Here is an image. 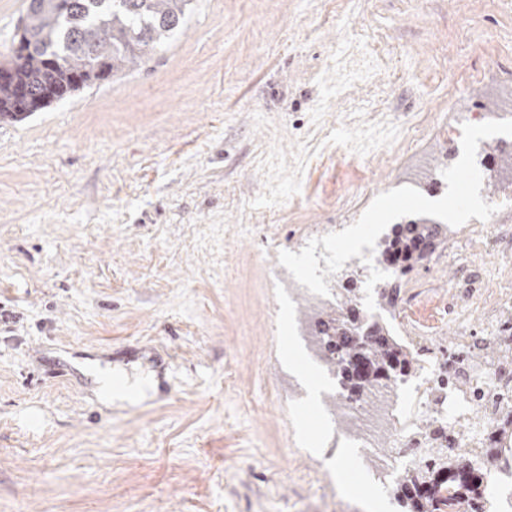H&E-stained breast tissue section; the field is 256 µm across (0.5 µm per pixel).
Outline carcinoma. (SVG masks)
<instances>
[{"label":"carcinoma","instance_id":"carcinoma-1","mask_svg":"<svg viewBox=\"0 0 512 512\" xmlns=\"http://www.w3.org/2000/svg\"><path fill=\"white\" fill-rule=\"evenodd\" d=\"M192 0H29L20 51H9L7 63L14 80L0 83V119L30 116L18 89L32 95L45 85L65 100L80 89L134 69L156 48L169 41L184 24ZM448 240V229L425 221L394 225L392 235L379 244L376 260L400 258L393 271L400 278L433 255ZM353 289L346 301L329 312L315 314L311 334L317 337L322 360L349 396L363 397L399 377L416 372L412 356L389 327L353 305ZM430 465L401 476L397 498L410 512H478L484 488L469 448H432ZM453 492L446 493V484Z\"/></svg>","mask_w":512,"mask_h":512}]
</instances>
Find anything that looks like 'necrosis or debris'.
I'll use <instances>...</instances> for the list:
<instances>
[{"instance_id":"1","label":"necrosis or debris","mask_w":512,"mask_h":512,"mask_svg":"<svg viewBox=\"0 0 512 512\" xmlns=\"http://www.w3.org/2000/svg\"><path fill=\"white\" fill-rule=\"evenodd\" d=\"M456 325L457 336L445 345L430 341L421 330L412 332L409 352L422 370L401 385L380 387L358 400L337 392L342 421L336 426L335 444L370 448L374 432L382 430L389 436L385 460L373 472L375 481L383 483L403 471L425 467L433 445L474 449L494 445L502 412L512 407V369L481 361L480 352L490 342L512 353V325L490 317L476 329L461 316ZM443 367L449 372L448 387L435 400L431 389ZM418 413L428 419V431L416 429Z\"/></svg>"}]
</instances>
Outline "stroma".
I'll return each instance as SVG.
<instances>
[{
  "instance_id": "35a3bbf8",
  "label": "stroma",
  "mask_w": 512,
  "mask_h": 512,
  "mask_svg": "<svg viewBox=\"0 0 512 512\" xmlns=\"http://www.w3.org/2000/svg\"><path fill=\"white\" fill-rule=\"evenodd\" d=\"M477 113L512 119V0H194L138 68L0 121V512H307L336 485L337 381L301 309L336 298L278 253L382 192L441 198ZM490 142L480 194L512 197V137ZM475 267L481 298L452 291ZM504 286L512 237L454 227L384 318L445 339L450 304L511 319ZM87 360L156 390L106 404ZM379 458L360 449L348 481L406 512L369 483Z\"/></svg>"
}]
</instances>
